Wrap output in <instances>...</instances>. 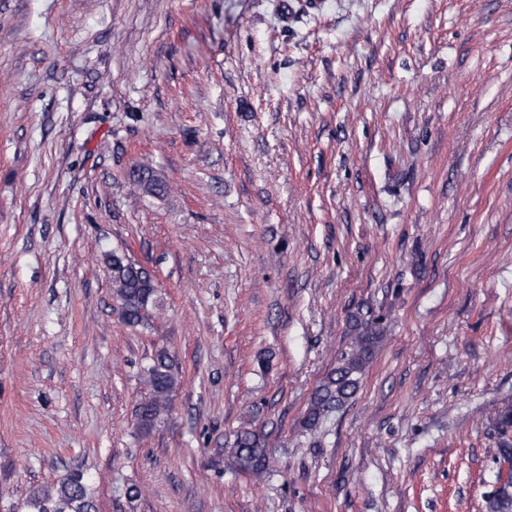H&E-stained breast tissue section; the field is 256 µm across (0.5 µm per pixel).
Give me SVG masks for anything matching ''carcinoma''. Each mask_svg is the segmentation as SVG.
<instances>
[{"label": "carcinoma", "mask_w": 512, "mask_h": 512, "mask_svg": "<svg viewBox=\"0 0 512 512\" xmlns=\"http://www.w3.org/2000/svg\"><path fill=\"white\" fill-rule=\"evenodd\" d=\"M138 172L137 177L129 176L134 188L149 196L166 192V183L153 171L140 168ZM107 262L112 275V298L121 309L124 322L132 328L148 325L152 312L161 305L156 280L125 255L114 252ZM380 339L377 322L356 321L355 335L311 396L305 417L308 429L316 428L355 396ZM141 382L144 391L135 408V419L137 432L148 435L169 414L173 393L181 382L179 365L167 349L156 350L143 368ZM485 426L495 439L496 463L512 467V401L505 400L496 406L485 417ZM225 459L233 469L259 478L269 466L266 441L252 429L240 430L230 447L217 450L214 466H220ZM485 509L512 512V477L503 481L501 472H496L492 489L485 496ZM9 512H96L90 478L82 471H71L32 489L21 504L9 507Z\"/></svg>", "instance_id": "obj_1"}]
</instances>
